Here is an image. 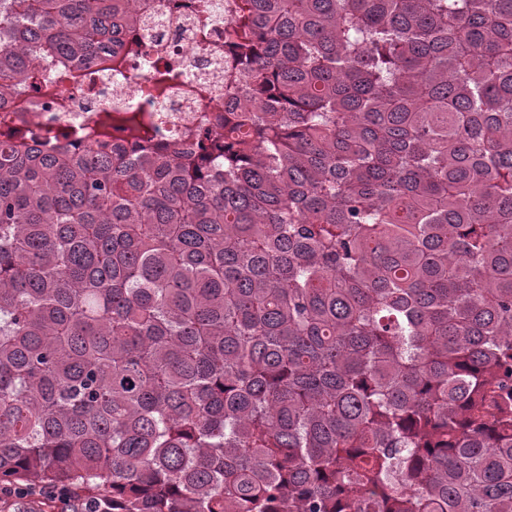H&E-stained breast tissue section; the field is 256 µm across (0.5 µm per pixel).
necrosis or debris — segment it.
<instances>
[{
	"label": "necrosis or debris",
	"mask_w": 512,
	"mask_h": 512,
	"mask_svg": "<svg viewBox=\"0 0 512 512\" xmlns=\"http://www.w3.org/2000/svg\"><path fill=\"white\" fill-rule=\"evenodd\" d=\"M174 0H135L145 22L124 28L112 46L97 53L92 65L74 60L71 80L57 88L54 98L42 96L32 84L17 85L7 108L0 109V138L49 139L77 147L95 143L100 122L115 106L146 111L159 137L176 139L206 121L207 112L224 110V61L230 54L224 30L240 0H206L215 19L211 38L198 43L189 14L173 10ZM176 60L182 78L157 99H149L152 70L157 61ZM213 93L210 111L194 98L198 86Z\"/></svg>",
	"instance_id": "necrosis-or-debris-1"
}]
</instances>
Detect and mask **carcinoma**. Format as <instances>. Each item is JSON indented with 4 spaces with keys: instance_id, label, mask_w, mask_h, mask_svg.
<instances>
[{
    "instance_id": "carcinoma-1",
    "label": "carcinoma",
    "mask_w": 512,
    "mask_h": 512,
    "mask_svg": "<svg viewBox=\"0 0 512 512\" xmlns=\"http://www.w3.org/2000/svg\"><path fill=\"white\" fill-rule=\"evenodd\" d=\"M138 22L0 0V104ZM229 35L248 84L189 137L0 140V484L512 512V0H244Z\"/></svg>"
}]
</instances>
